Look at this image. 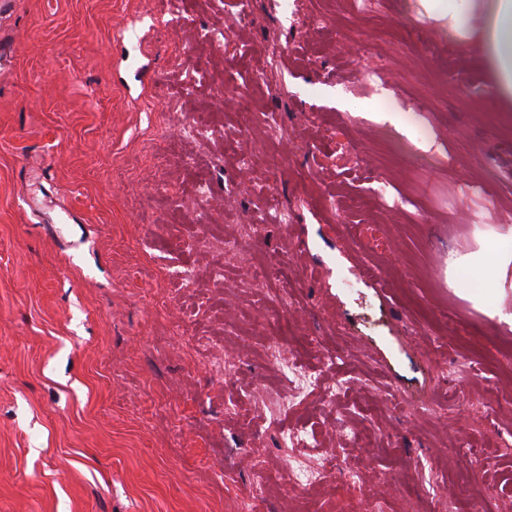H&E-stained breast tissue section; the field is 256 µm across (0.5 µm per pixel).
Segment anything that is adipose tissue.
<instances>
[{
    "instance_id": "adipose-tissue-1",
    "label": "adipose tissue",
    "mask_w": 512,
    "mask_h": 512,
    "mask_svg": "<svg viewBox=\"0 0 512 512\" xmlns=\"http://www.w3.org/2000/svg\"><path fill=\"white\" fill-rule=\"evenodd\" d=\"M420 15L443 21L448 36L466 44L480 42L499 99L512 101V0H415ZM475 280H466L468 272ZM448 281L462 298L484 306L511 324L501 301L512 292V225L482 231L478 248L448 254Z\"/></svg>"
}]
</instances>
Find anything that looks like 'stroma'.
<instances>
[{"label": "stroma", "instance_id": "stroma-1", "mask_svg": "<svg viewBox=\"0 0 512 512\" xmlns=\"http://www.w3.org/2000/svg\"><path fill=\"white\" fill-rule=\"evenodd\" d=\"M234 11L0 0V512H362L379 492L385 512H438L448 487L512 512V326L445 263L512 215V112L470 93L491 85L480 46L414 0H252L225 28ZM387 105L412 138L370 120ZM268 110L294 142L268 137ZM281 207L292 221L265 226L249 266L199 238ZM367 265L378 277L345 288ZM273 277L298 309L274 335L317 372L307 339L332 346L343 385L283 418L258 398L279 383L254 329ZM217 349L241 352L233 376ZM409 394L445 417L412 420ZM340 418L379 439L340 452L367 483L290 492L282 432Z\"/></svg>", "mask_w": 512, "mask_h": 512}]
</instances>
